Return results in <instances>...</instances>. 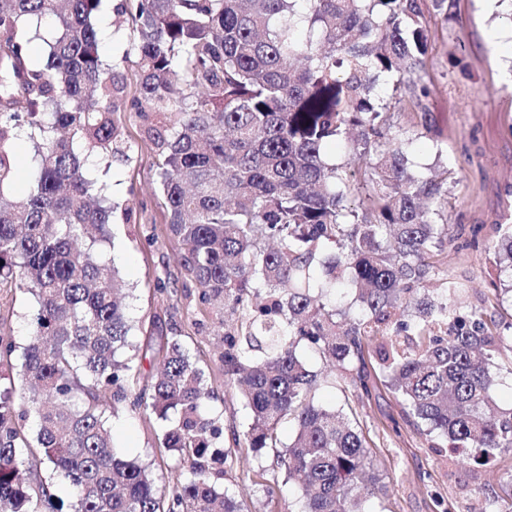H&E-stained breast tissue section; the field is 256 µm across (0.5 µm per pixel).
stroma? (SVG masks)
I'll return each instance as SVG.
<instances>
[{
    "label": "stroma",
    "mask_w": 512,
    "mask_h": 512,
    "mask_svg": "<svg viewBox=\"0 0 512 512\" xmlns=\"http://www.w3.org/2000/svg\"><path fill=\"white\" fill-rule=\"evenodd\" d=\"M120 2L108 0L98 38L103 58L123 60L132 78L139 71V57L132 47V28L116 11ZM504 11L499 0H456L454 20L428 16L432 65L422 76L428 88L424 113L405 106L407 88H394L385 80L377 88L393 100L386 119L415 171L448 173L450 240L435 257L439 274L434 285L458 283L464 304L487 307L512 321V296L494 294L495 287L512 281L493 248L500 227L512 226V28L499 20ZM123 121L128 151L109 161L91 156L88 167L109 170L107 194L116 209L105 252L129 292V342L143 353V372L150 377L164 337H181L203 368L207 389L215 393L208 402L213 415L221 423L246 427L249 409L224 394V343L215 333L218 320L231 326L238 319L221 306L201 304L197 285L175 262L177 241L168 229L154 157L141 141L144 121L133 113ZM427 124L432 127L428 133L423 130ZM33 306L14 283L0 281V329L10 332L16 345L27 342ZM373 385L372 397L358 410L376 458L374 474L387 487L385 495L372 500L373 512H512V496L498 482L500 470L512 466V455L484 466L460 467L453 454L430 448L426 436L407 423L382 380ZM110 426L119 452L156 464L167 421L132 413L118 402ZM269 463L262 457L229 471L225 487H243L244 512H300L303 492L298 484H286L280 495L268 497L255 471Z\"/></svg>",
    "instance_id": "stroma-1"
}]
</instances>
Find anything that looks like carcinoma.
<instances>
[{
    "instance_id": "carcinoma-1",
    "label": "carcinoma",
    "mask_w": 512,
    "mask_h": 512,
    "mask_svg": "<svg viewBox=\"0 0 512 512\" xmlns=\"http://www.w3.org/2000/svg\"><path fill=\"white\" fill-rule=\"evenodd\" d=\"M103 2L0 0V191L18 174L15 139L39 133L23 197L0 205V281L34 300L28 343L0 374V512H241L220 481L257 454L272 456L268 494L281 472L300 480L303 512H371L386 486L366 479L374 458L358 412L315 401L301 346L360 397L376 361L407 421L462 465L512 452V408L490 375L512 322L493 331L483 309L453 298L459 286L427 288L448 235L447 177L415 173L382 120L380 77L412 84L415 109L427 95L420 0H123L141 64L133 84L102 58ZM46 18L41 64L30 32ZM125 112L150 120L179 266L200 303L241 317L223 357L224 391L252 412L243 430L207 410L213 392L179 336L137 389L143 356L126 352L119 273L103 249L112 205L81 161L119 151ZM338 138L349 172L327 158ZM352 196L362 213L347 209ZM500 250L512 272V230ZM116 397L133 413H177L159 448V468L174 455L182 469L171 490L114 449ZM32 462L70 498L36 468L22 478Z\"/></svg>"
}]
</instances>
